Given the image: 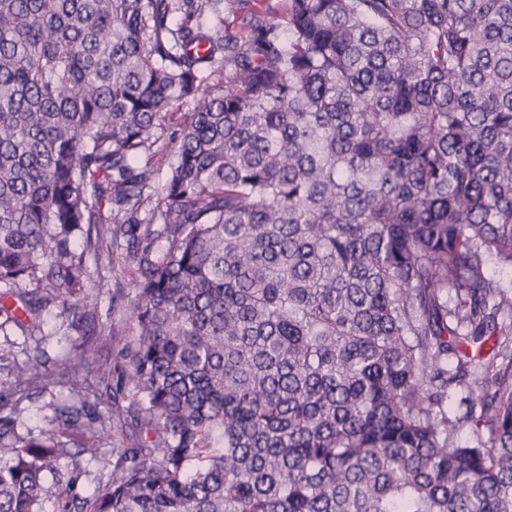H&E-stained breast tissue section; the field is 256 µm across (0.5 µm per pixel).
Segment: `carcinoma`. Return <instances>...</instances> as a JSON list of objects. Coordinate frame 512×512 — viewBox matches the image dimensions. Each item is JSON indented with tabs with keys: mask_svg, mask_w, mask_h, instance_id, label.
<instances>
[{
	"mask_svg": "<svg viewBox=\"0 0 512 512\" xmlns=\"http://www.w3.org/2000/svg\"><path fill=\"white\" fill-rule=\"evenodd\" d=\"M250 2L0 0V329L80 336L0 378V512H512V0ZM174 123L167 127L158 140L154 148H159L163 150L166 154V165L163 168L161 175L159 176L160 183L164 181L166 175L169 171V165L175 164L177 162V154H176V141L174 140L175 132L179 129L176 122L178 120H173ZM179 122V121H178ZM125 246H119L117 251H114L112 257V268H108L105 263L100 265L96 264L93 256L89 257L90 269V284L95 293H99L100 303V322L106 324V313L109 306L111 296H123L121 302L124 306V311L115 310L112 313V326L124 338L130 339L132 336L129 326L131 322L128 321V306L130 301L134 298L133 283L139 278V271L136 265H130L125 262V253L123 249ZM77 344L78 336L76 333L68 332L66 326H63L54 336H51L47 340L45 348L49 355L54 358L70 351V349ZM59 400V390L53 386L47 387L32 398L25 399L20 405L24 408L20 416L21 432L26 434L28 429L32 435H37L43 427L45 418L54 414V408Z\"/></svg>",
	"mask_w": 512,
	"mask_h": 512,
	"instance_id": "cac0c4a2",
	"label": "carcinoma"
}]
</instances>
